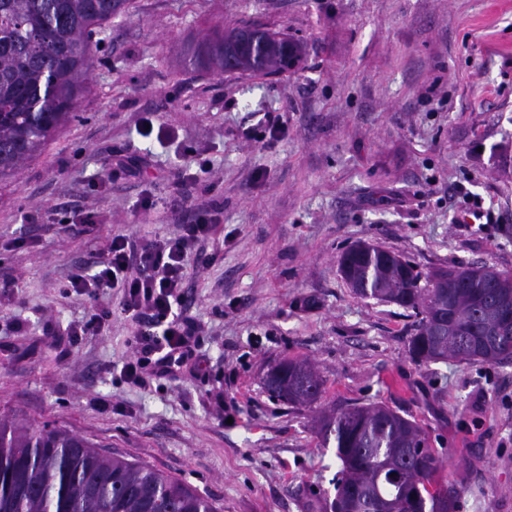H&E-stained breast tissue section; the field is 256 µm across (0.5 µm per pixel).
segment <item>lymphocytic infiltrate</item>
<instances>
[{
  "label": "lymphocytic infiltrate",
  "instance_id": "obj_1",
  "mask_svg": "<svg viewBox=\"0 0 512 512\" xmlns=\"http://www.w3.org/2000/svg\"><path fill=\"white\" fill-rule=\"evenodd\" d=\"M214 211L211 205L199 208L192 221L162 239L113 236L99 270L71 277L70 288L92 296L103 288H122L125 309L141 326L123 367L129 381L175 380L193 369L201 325L182 311L180 288L186 258L209 235Z\"/></svg>",
  "mask_w": 512,
  "mask_h": 512
}]
</instances>
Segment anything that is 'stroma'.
Returning a JSON list of instances; mask_svg holds the SVG:
<instances>
[{"label":"stroma","mask_w":512,"mask_h":512,"mask_svg":"<svg viewBox=\"0 0 512 512\" xmlns=\"http://www.w3.org/2000/svg\"><path fill=\"white\" fill-rule=\"evenodd\" d=\"M220 23L303 39L307 58L275 77L187 68L184 47ZM267 112L285 118L272 143ZM117 151L151 165L127 174ZM206 202L218 221L182 288L206 370L130 383L122 290L67 283L112 236L171 235ZM360 241L422 272H512V0H131L77 118L0 180V415L74 430L220 512H301L297 489L331 490L341 467L318 416L379 403L422 420L457 512H512V366L415 363L404 309L341 277ZM101 311L96 335L67 337ZM285 358L316 364L318 403L264 390Z\"/></svg>","instance_id":"obj_1"}]
</instances>
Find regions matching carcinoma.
Here are the masks:
<instances>
[{
    "label": "carcinoma",
    "instance_id": "1",
    "mask_svg": "<svg viewBox=\"0 0 512 512\" xmlns=\"http://www.w3.org/2000/svg\"><path fill=\"white\" fill-rule=\"evenodd\" d=\"M128 0H0V179L17 175L68 122L93 88V46ZM305 47L263 28L209 30L188 65L223 75L285 72ZM361 298L414 313L408 353L419 364L512 363V273L492 266L438 267L426 274L401 255L361 242L339 258ZM270 397L292 406L320 398L310 361L284 359L263 377ZM322 447L341 463L334 495L303 498L308 512H442L426 430L382 405L334 408L318 422ZM0 512H218L190 485L143 462L99 452L81 434L48 422L0 416Z\"/></svg>",
    "mask_w": 512,
    "mask_h": 512
}]
</instances>
